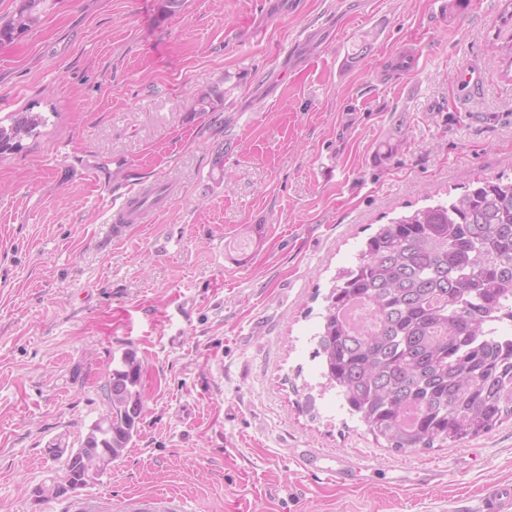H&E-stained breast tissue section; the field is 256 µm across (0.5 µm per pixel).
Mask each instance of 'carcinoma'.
<instances>
[{
	"label": "carcinoma",
	"instance_id": "1",
	"mask_svg": "<svg viewBox=\"0 0 512 512\" xmlns=\"http://www.w3.org/2000/svg\"><path fill=\"white\" fill-rule=\"evenodd\" d=\"M59 0H20L0 18V44L36 28ZM224 83L198 110L224 105ZM0 124V155L40 133L49 118L15 112ZM313 357L351 414L396 451L440 448L485 435L512 417V179L478 182L457 198L379 227L354 266L342 269ZM142 362L123 354L103 385L107 415L69 454L52 493L87 486L84 462L120 460L137 436Z\"/></svg>",
	"mask_w": 512,
	"mask_h": 512
}]
</instances>
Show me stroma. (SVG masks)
Instances as JSON below:
<instances>
[{"label": "stroma", "mask_w": 512, "mask_h": 512, "mask_svg": "<svg viewBox=\"0 0 512 512\" xmlns=\"http://www.w3.org/2000/svg\"><path fill=\"white\" fill-rule=\"evenodd\" d=\"M447 3L60 0L0 45V117H49L0 157V512L146 495L189 512H475L512 483V419L398 452L311 358L336 274L379 225L512 176V0ZM219 82L223 107L199 111ZM149 184L170 193L155 223L106 240L113 201ZM128 350L131 448L77 494L35 500L62 473L49 442L79 447ZM300 452L342 461L349 485ZM430 467L447 481L419 485Z\"/></svg>", "instance_id": "1"}]
</instances>
